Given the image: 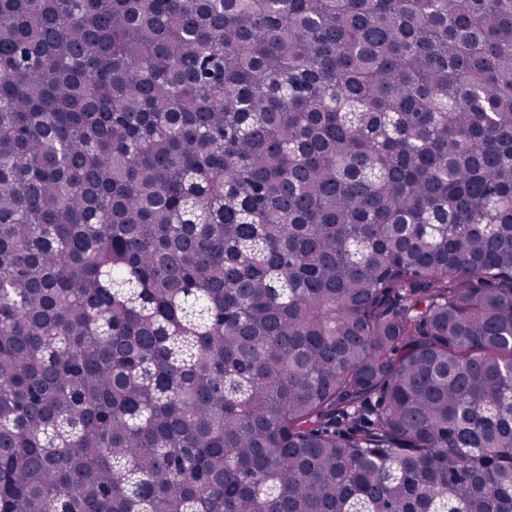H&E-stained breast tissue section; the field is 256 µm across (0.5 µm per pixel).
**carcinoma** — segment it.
<instances>
[{"instance_id":"carcinoma-1","label":"carcinoma","mask_w":512,"mask_h":512,"mask_svg":"<svg viewBox=\"0 0 512 512\" xmlns=\"http://www.w3.org/2000/svg\"><path fill=\"white\" fill-rule=\"evenodd\" d=\"M0 512H512V0H0Z\"/></svg>"}]
</instances>
